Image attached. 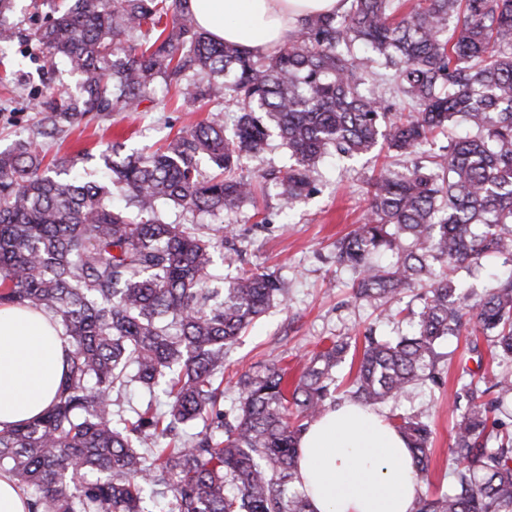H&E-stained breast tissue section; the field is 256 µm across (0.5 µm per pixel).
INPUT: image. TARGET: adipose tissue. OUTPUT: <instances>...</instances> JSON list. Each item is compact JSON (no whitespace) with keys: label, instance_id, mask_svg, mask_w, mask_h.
<instances>
[{"label":"adipose tissue","instance_id":"ef3b65f1","mask_svg":"<svg viewBox=\"0 0 512 512\" xmlns=\"http://www.w3.org/2000/svg\"><path fill=\"white\" fill-rule=\"evenodd\" d=\"M213 38L266 55L309 16L342 12L344 0H189ZM67 337L44 314L0 306V429L36 418L62 385ZM313 512H415L421 485L404 438L377 411L343 402L315 419L298 445Z\"/></svg>","mask_w":512,"mask_h":512}]
</instances>
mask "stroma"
Segmentation results:
<instances>
[{"instance_id": "stroma-1", "label": "stroma", "mask_w": 512, "mask_h": 512, "mask_svg": "<svg viewBox=\"0 0 512 512\" xmlns=\"http://www.w3.org/2000/svg\"><path fill=\"white\" fill-rule=\"evenodd\" d=\"M14 49L27 55L26 69L31 77L0 88V150L30 137L35 117L32 97L37 90L49 85L74 94L79 86L77 74L62 66H51L33 41L20 38ZM207 115V110L185 103L159 86L142 103L140 111L113 113L63 139L42 141L41 146L49 155L60 158L88 150L90 157L84 166L93 170L98 165V155L112 142L135 149L157 146L168 134L190 128ZM393 162V157L386 153L369 155L348 163L342 170L336 167L334 159H327L316 174V193L290 210L286 209L278 188L271 184L256 205L244 206L232 215L214 217L170 211V221L202 225L204 232L212 236L224 235L226 227L234 228L244 251L236 266L217 260L215 275H234L241 266L275 273L285 283L282 302L270 308L224 351L225 405H233L238 398L235 382L239 374L278 359L287 367L289 377H297L311 353L334 336L347 338L351 343L345 363L336 372L340 389H347L362 356L365 330L372 327L387 337L400 332V324L390 315L353 298L354 275L337 267L333 255L336 240L360 224L366 215L369 183ZM444 351L440 362L443 387H418L394 408L401 413L421 415L431 426L429 479L421 484L423 493L430 495L447 492L452 486L453 468L448 459L456 414L448 397L461 373L477 367L476 357L468 352L464 338L449 339ZM394 409L384 405L380 411L386 415Z\"/></svg>"}]
</instances>
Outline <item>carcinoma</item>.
Segmentation results:
<instances>
[{
    "label": "carcinoma",
    "mask_w": 512,
    "mask_h": 512,
    "mask_svg": "<svg viewBox=\"0 0 512 512\" xmlns=\"http://www.w3.org/2000/svg\"><path fill=\"white\" fill-rule=\"evenodd\" d=\"M350 0L315 15L264 56L200 30L189 0H42L35 41L46 61L81 76L74 97H34V135L54 139L113 112H135L156 85L184 102L218 98L235 113L181 131L152 152L99 155L94 178L78 159L44 163L32 139L0 152V305L41 311L70 338L59 394L46 413L0 430V469L32 492L34 512H310L297 446L308 424L336 405V368L350 342L312 354L288 389L273 361L242 374L224 408V348L283 295L271 273L245 269L209 287L224 239L187 213L232 214L255 198L244 160L276 135L292 163L280 179L289 203L315 193L330 156L360 158L384 142L402 163L371 185L363 223L336 240V265L355 274L356 299L375 307L427 280L407 329H368L351 397L366 407L439 384L437 348L468 329L499 370L463 371L451 491L420 497L416 512H512V274L470 302L463 280L495 258L512 261V0ZM15 0H0V61L19 37ZM461 22L448 35V21ZM366 55H359V49ZM376 76L393 103L364 90ZM448 144L410 162L435 133ZM207 160L215 169L202 176ZM396 253L388 264L373 262ZM149 399L112 417L114 389ZM417 478L428 479L431 427L394 414ZM196 431L179 436L182 425Z\"/></svg>",
    "instance_id": "carcinoma-1"
}]
</instances>
